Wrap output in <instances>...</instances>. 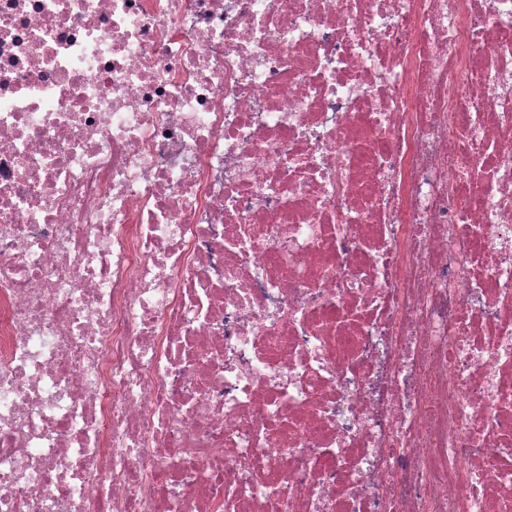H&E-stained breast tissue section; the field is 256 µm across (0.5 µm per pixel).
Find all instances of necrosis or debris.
<instances>
[{
	"mask_svg": "<svg viewBox=\"0 0 512 512\" xmlns=\"http://www.w3.org/2000/svg\"><path fill=\"white\" fill-rule=\"evenodd\" d=\"M0 512H512V0H0Z\"/></svg>",
	"mask_w": 512,
	"mask_h": 512,
	"instance_id": "4bbe7bcc",
	"label": "necrosis or debris"
}]
</instances>
